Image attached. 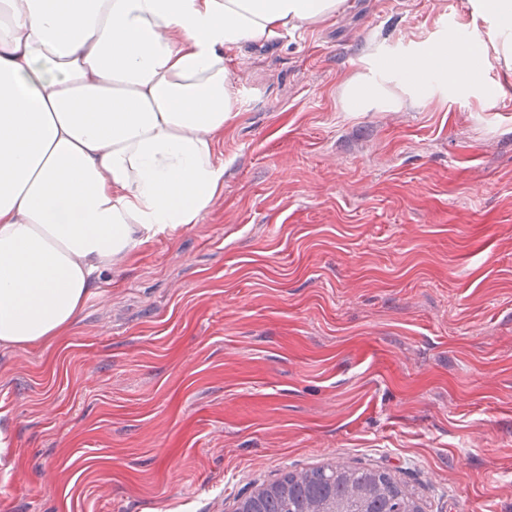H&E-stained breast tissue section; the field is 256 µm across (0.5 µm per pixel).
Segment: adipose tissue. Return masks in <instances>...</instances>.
<instances>
[{
  "mask_svg": "<svg viewBox=\"0 0 512 512\" xmlns=\"http://www.w3.org/2000/svg\"><path fill=\"white\" fill-rule=\"evenodd\" d=\"M346 0H0V343L74 325L143 237L205 213L217 142L239 112L226 51L335 19ZM357 76L346 111L394 108L423 82L474 87L448 38Z\"/></svg>",
  "mask_w": 512,
  "mask_h": 512,
  "instance_id": "1",
  "label": "adipose tissue"
}]
</instances>
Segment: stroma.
<instances>
[{
  "label": "stroma",
  "mask_w": 512,
  "mask_h": 512,
  "mask_svg": "<svg viewBox=\"0 0 512 512\" xmlns=\"http://www.w3.org/2000/svg\"><path fill=\"white\" fill-rule=\"evenodd\" d=\"M480 0H348L241 46L198 223L138 245L49 347L0 345V512H234L379 466L425 512H512V67L346 111Z\"/></svg>",
  "instance_id": "1"
}]
</instances>
